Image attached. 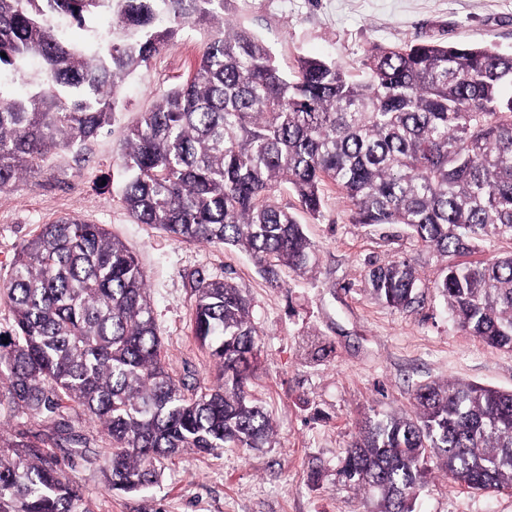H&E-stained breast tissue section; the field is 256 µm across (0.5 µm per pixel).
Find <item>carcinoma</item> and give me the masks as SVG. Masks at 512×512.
Returning <instances> with one entry per match:
<instances>
[{"instance_id":"1","label":"carcinoma","mask_w":512,"mask_h":512,"mask_svg":"<svg viewBox=\"0 0 512 512\" xmlns=\"http://www.w3.org/2000/svg\"><path fill=\"white\" fill-rule=\"evenodd\" d=\"M234 0H0V87L30 57L46 86L0 92V192L59 149H80L118 111L120 83L185 26L210 29L190 77L163 93L125 138L121 197L137 224L178 241L249 252L270 278L318 263L295 215L274 200L286 182L321 213L330 182L358 224H403L423 247L460 254L512 240V53L414 42L379 47L351 78L304 58L292 73L251 31L217 26ZM112 13L89 48L76 31ZM373 294L396 309L422 284L405 260L370 270ZM433 288L448 315L486 344L512 351V255L446 267ZM192 334L218 366L205 390L175 379L137 258L101 224L76 215L23 241L0 302V380L17 413L74 405L107 432L108 487L153 483L155 462L186 448H262L270 416L248 398L257 330L227 280L196 279ZM408 415L368 416L339 471L372 512H417L432 459L474 491L512 490V391L452 380L423 385ZM40 436L0 448V512H82L76 487Z\"/></svg>"}]
</instances>
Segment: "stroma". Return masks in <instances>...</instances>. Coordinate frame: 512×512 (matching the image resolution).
Wrapping results in <instances>:
<instances>
[{
  "label": "stroma",
  "mask_w": 512,
  "mask_h": 512,
  "mask_svg": "<svg viewBox=\"0 0 512 512\" xmlns=\"http://www.w3.org/2000/svg\"><path fill=\"white\" fill-rule=\"evenodd\" d=\"M229 21L268 44L288 71L302 57L352 71L374 46L431 38L512 52V0H238ZM208 39V32L184 27L122 82L120 108L97 138L82 151L56 152L17 190L0 192V280L42 225L68 214L104 225L145 272L170 374L202 389L213 386L216 366L191 332L195 280L231 281L248 298L258 331V364L247 390L272 418L271 442L211 454L185 449L157 462V484L123 494L105 483L109 438L81 410L50 418L0 407V441L50 434L61 421L85 438V457L58 454L84 512H368L365 495L337 477L361 421L377 412L411 413L416 389L432 381L510 391L512 352L488 346L449 318L433 288L444 259L404 225L355 223L335 186H325L316 217L300 212L288 185L277 188L276 201L297 212L320 263L302 276L279 268L274 282L246 251L180 242L132 221L120 193L126 131L160 93L185 82ZM398 257L414 264L424 286L421 302L408 309L376 299L368 282L372 268ZM421 510L512 512V492L477 493L437 470Z\"/></svg>",
  "instance_id": "stroma-1"
}]
</instances>
